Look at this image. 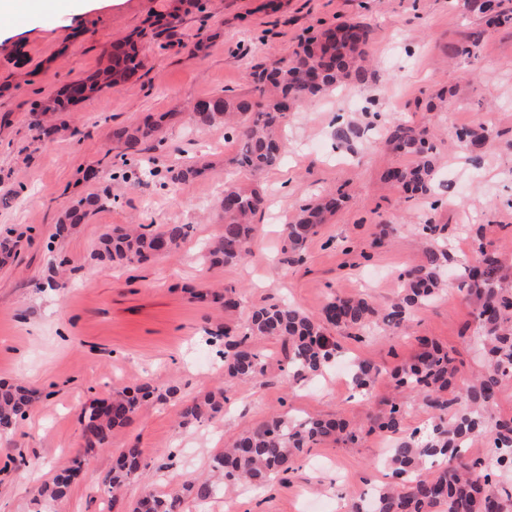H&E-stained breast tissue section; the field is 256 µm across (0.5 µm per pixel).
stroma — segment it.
I'll use <instances>...</instances> for the list:
<instances>
[{
    "instance_id": "35a3bbf8",
    "label": "stroma",
    "mask_w": 512,
    "mask_h": 512,
    "mask_svg": "<svg viewBox=\"0 0 512 512\" xmlns=\"http://www.w3.org/2000/svg\"><path fill=\"white\" fill-rule=\"evenodd\" d=\"M23 3L0 25V234L20 241L16 257L0 263V382L23 383L35 396L26 418L0 434V512H46L36 490L84 451L83 406L146 381L177 394L143 404L113 433L111 450L92 453L55 512H113L99 487L121 448L141 449L155 489L168 491L207 471L226 442L275 413L365 423L397 400L407 429L424 427L425 409L389 378L423 338L448 349L466 374L481 372L472 308L454 291L395 334L357 340L336 331V366L293 388L282 338H256L265 375L242 381L225 376L218 333L244 326L254 307L280 299L314 314L335 295L360 294L388 307L400 289L398 273L425 259L420 224L447 225L449 270L468 254L480 224L485 243L512 271V25H487L463 0H209L206 13L184 14L178 45L162 50L146 33L170 0ZM344 19L368 27L373 63L365 80L289 112L279 165L255 177L239 172L231 162L237 143L225 139L223 127L188 124L192 103L227 89L251 97L252 67L275 66L311 30ZM476 32V56H454L453 46ZM129 38L145 48L141 78L45 115L44 123L61 131L38 140L32 101L87 76L106 61L112 43ZM439 93L443 107L428 110ZM163 112L178 115L163 147L116 175L113 157L123 147L113 130ZM396 121L437 134L431 195L409 197L383 179L388 168L411 159L367 137ZM479 124L491 136L474 156L458 146L456 132ZM200 159L210 164L204 176L171 183L172 171ZM230 173L240 185L259 186L266 204L247 260L214 265L202 246L222 225L207 208ZM325 190L343 195L342 207L309 239L303 262L284 264V224ZM90 194L100 206L54 238L65 212ZM133 222L192 230L171 254L141 264L94 258L108 227ZM59 256L67 261L61 276L52 269ZM209 288L235 289L240 307L224 310L206 297ZM358 361L379 371L367 397L355 395L350 383L349 368ZM217 386L226 397L223 413L180 426L182 399ZM384 452L375 433L354 444L329 439L310 448L286 480L262 491L229 487L224 496L233 512H348L369 484L389 480L390 470L379 464Z\"/></svg>"
}]
</instances>
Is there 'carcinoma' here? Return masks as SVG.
Masks as SVG:
<instances>
[{
	"instance_id": "obj_1",
	"label": "carcinoma",
	"mask_w": 512,
	"mask_h": 512,
	"mask_svg": "<svg viewBox=\"0 0 512 512\" xmlns=\"http://www.w3.org/2000/svg\"><path fill=\"white\" fill-rule=\"evenodd\" d=\"M197 11L205 0H173L170 19L154 25L153 37L174 36L171 19L182 11L184 2ZM489 25H506L512 17L500 10L501 0H476ZM367 27L355 21H342L316 31L300 44L299 50L271 70L253 69V90L262 96L259 104L248 98L226 93L196 101L187 113L188 120L205 129L218 124L232 130L239 143L233 164L257 176L281 159L283 142L279 126L287 112L283 99L290 96L296 104L364 74ZM143 67L135 44L115 45L104 67L85 79L65 86L47 100L33 102L35 112H62L66 106L82 101L104 87L128 83ZM174 112L159 120L130 125L113 131V138L123 146L121 157L129 160L164 142V125ZM490 138L479 125L457 132L461 148L473 151ZM387 144L396 152L414 158L410 166L386 170L384 180L396 189L412 194H428L436 173L435 144L424 128L397 123L385 133ZM206 164L195 162L179 169L173 179L188 181L204 174ZM95 196L80 199L66 213L55 235L69 232L83 222L88 212L97 208ZM264 205L256 187L224 185V193L214 205L223 221L222 233L207 243L205 257L214 264L241 261L251 252L256 230L254 216ZM338 206L335 194H327L314 203L300 207L295 220L285 225L282 252L286 263L302 261L308 238L316 234L325 215ZM188 224H150L113 227L100 239L97 256L108 261L134 264L158 256V248L167 243L174 251L187 238ZM477 248L461 276L458 288L474 306L478 323L477 343L486 353V368L466 380L458 377L459 369L447 350L423 338L414 360L393 374L399 388L416 393L427 407L431 424L407 431L404 406L394 403L370 417V427L393 437L387 449L386 463L394 481L376 488L372 498H354L349 512H512V487L491 484L490 473L512 474V417L494 418L491 409L505 382L512 381V287L504 286L506 275L498 252L476 238ZM447 250L431 247L425 262L401 273V291L384 311L368 299L356 295H336L312 316L302 309L271 302L255 309L245 329H224V372L241 380H256L264 375L261 354L254 348V338L279 336L288 344L287 382L294 386L322 375L336 359L338 344L331 329H348L358 338L379 317L384 326L396 329L418 309L434 302L448 290L444 270L448 266ZM375 371L366 363L354 365L352 381L362 395H370ZM148 383L137 394H116L86 407L81 415L82 437L89 449L109 451L112 434L126 425L141 404L154 395ZM30 391L22 384H0V431L14 428L31 405ZM224 410V391L206 392L182 401V424L190 425L210 419ZM335 438L355 442L363 430L346 419H305L275 415L258 427L237 436L230 447L212 459L211 475L190 476L178 489L166 493L145 487L131 505L130 512H181L184 500L201 504L212 499L217 489L228 485L264 486L272 477L291 470L292 463L317 443ZM485 437L494 448L481 459L468 456L470 441ZM85 455L75 456L70 465L58 472L48 484L38 489L46 502L66 497L73 477L87 465ZM141 450L125 448L116 458L112 470L102 481L101 491L115 493L142 476Z\"/></svg>"
}]
</instances>
